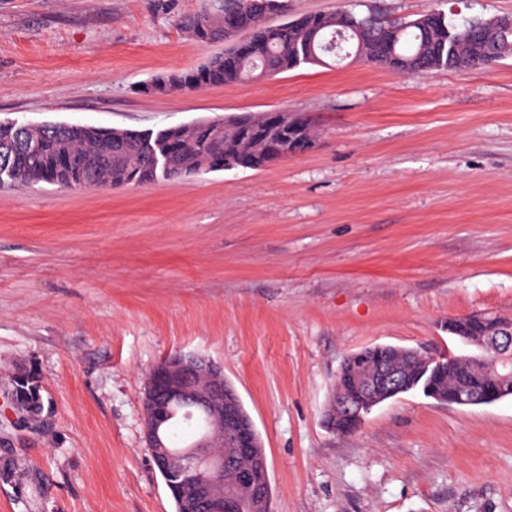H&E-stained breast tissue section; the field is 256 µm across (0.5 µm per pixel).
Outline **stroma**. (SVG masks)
I'll return each mask as SVG.
<instances>
[{"mask_svg": "<svg viewBox=\"0 0 512 512\" xmlns=\"http://www.w3.org/2000/svg\"><path fill=\"white\" fill-rule=\"evenodd\" d=\"M486 18L512 0H358ZM220 0H0V121L140 132L269 111L313 150L141 186L0 184V512H175L142 434L168 354L223 365L265 449L271 512H512V397L411 392L352 433L323 414L344 358L466 348L454 318L512 317V57L401 75L364 61L166 94L223 42ZM31 370L43 411L12 399Z\"/></svg>", "mask_w": 512, "mask_h": 512, "instance_id": "obj_1", "label": "stroma"}]
</instances>
